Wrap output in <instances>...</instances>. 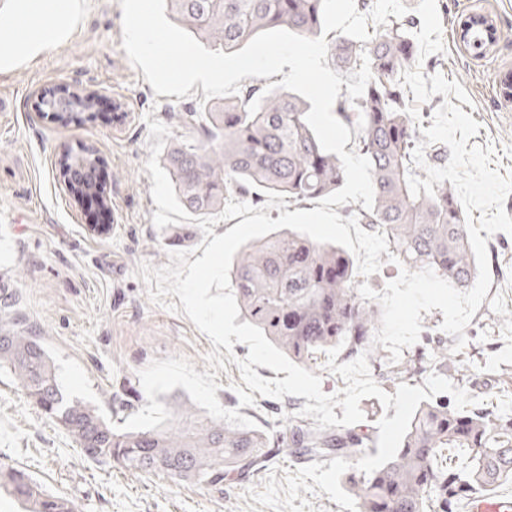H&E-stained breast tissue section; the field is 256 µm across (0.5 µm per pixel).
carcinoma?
Here are the masks:
<instances>
[{
	"mask_svg": "<svg viewBox=\"0 0 512 512\" xmlns=\"http://www.w3.org/2000/svg\"><path fill=\"white\" fill-rule=\"evenodd\" d=\"M173 19L193 36L229 54L266 30L285 28L316 38L322 32V0H166ZM411 18H390L367 42L335 41L331 57L345 72L360 71L364 85L355 94L343 91L334 110L353 133L354 145L373 166L374 207L358 209L359 223L386 233L388 249L409 270L432 268L464 288L477 274L466 218L450 181L433 184L413 196L407 174L421 179L412 151L419 133L406 107L407 91L399 76L414 55L408 36ZM262 93L249 83L233 100L201 111L189 106L179 114L185 133L163 155L176 195L194 216H208L232 194L260 202L263 190L304 202L337 191L345 182L339 157L321 149L305 122L310 102L278 89L266 96L257 114L248 104ZM56 97L45 94L40 112H54L70 123L79 116L57 111ZM72 153L59 160V172L74 198L108 204L97 180L98 161L72 168ZM230 282L243 316L296 362L309 365L314 355L344 343L340 361L369 352L381 310L360 297L353 264L340 247L317 243L296 231L275 232L246 245L233 260ZM13 294L0 295V369L9 370L36 407L61 425L87 459L113 463L144 474L163 472L176 481L214 489L264 467L282 449L311 461L344 458L356 462L373 447L369 431L355 427L316 430V422L290 417L286 431L271 439L250 428L224 421L181 424L156 430L118 431L98 409L80 399L65 401L56 367L41 341L16 313ZM432 348L385 365L397 382L421 378L448 362L452 345L426 337ZM444 448L468 453L463 469L438 464ZM505 480H512V412L481 404L464 410L439 400L423 404L395 458L371 474L352 467L345 487L358 512H458L462 501ZM0 485L29 506V512H76L75 505L51 496L23 471L0 468Z\"/></svg>",
	"mask_w": 512,
	"mask_h": 512,
	"instance_id": "cac0c4a2",
	"label": "carcinoma"
}]
</instances>
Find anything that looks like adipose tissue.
<instances>
[{"label":"adipose tissue","instance_id":"1","mask_svg":"<svg viewBox=\"0 0 512 512\" xmlns=\"http://www.w3.org/2000/svg\"><path fill=\"white\" fill-rule=\"evenodd\" d=\"M80 0H0V72L36 58L71 34Z\"/></svg>","mask_w":512,"mask_h":512}]
</instances>
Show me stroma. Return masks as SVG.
I'll return each instance as SVG.
<instances>
[{"label":"stroma","mask_w":512,"mask_h":512,"mask_svg":"<svg viewBox=\"0 0 512 512\" xmlns=\"http://www.w3.org/2000/svg\"><path fill=\"white\" fill-rule=\"evenodd\" d=\"M445 50L429 55L424 75L459 81L480 129L474 145H491L501 173H512V97L503 92L512 76V0H437ZM479 11L492 17L499 37L488 53L474 54L457 37L462 19ZM120 0H81L71 36L16 70L0 73V292L16 294L18 313L65 358L79 362L111 420L124 424L146 406L138 373L152 360L184 357L205 372L211 340L185 314L153 304L141 264H169V252L198 247L201 230L184 222L156 228L149 121L173 135L182 129L173 114L191 99L155 94L142 69L122 47ZM99 91L93 118L68 125L37 112L36 94L59 84ZM94 150L97 178L106 186L108 213L74 202L59 178L64 151ZM109 224L107 234L91 232ZM492 284L464 333L467 343L436 372L453 383L474 382L471 396L495 411L512 410V235L487 241ZM216 396L223 407L255 420L259 431L280 428L306 403L301 396L256 397L240 405L236 362L219 371ZM24 471L41 489L68 498L79 512H272L245 489L261 486L265 471L225 482L223 489L140 474L86 459L66 431L46 417L8 370H0V465Z\"/></svg>","instance_id":"1"}]
</instances>
